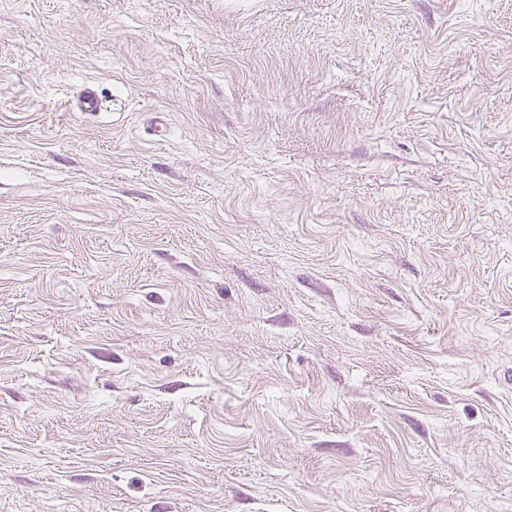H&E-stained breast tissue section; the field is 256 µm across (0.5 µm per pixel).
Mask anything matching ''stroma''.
<instances>
[{
  "mask_svg": "<svg viewBox=\"0 0 512 512\" xmlns=\"http://www.w3.org/2000/svg\"><path fill=\"white\" fill-rule=\"evenodd\" d=\"M0 512H512V0H0Z\"/></svg>",
  "mask_w": 512,
  "mask_h": 512,
  "instance_id": "stroma-1",
  "label": "stroma"
}]
</instances>
